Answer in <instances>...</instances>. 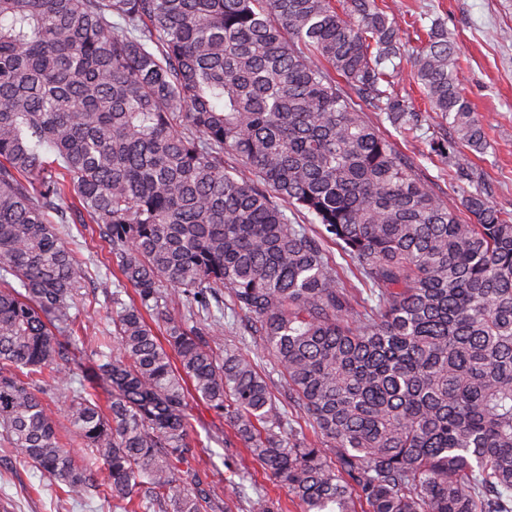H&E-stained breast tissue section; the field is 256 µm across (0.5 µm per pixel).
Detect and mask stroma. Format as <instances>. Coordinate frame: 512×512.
<instances>
[{
    "label": "stroma",
    "instance_id": "obj_1",
    "mask_svg": "<svg viewBox=\"0 0 512 512\" xmlns=\"http://www.w3.org/2000/svg\"><path fill=\"white\" fill-rule=\"evenodd\" d=\"M383 8L402 28L429 26L433 18L444 22L459 57L458 77L488 135L490 147L479 155L465 153L469 167L481 177L495 205L512 212V0H383ZM428 130L412 138L394 134L398 149L420 162L429 178L438 179L444 197L453 188L439 177L443 163L431 153L430 137L450 136L451 130L436 114L428 116ZM71 246L88 257V270L80 296L97 303L81 309L79 319L87 329V347H96L110 304L111 273L107 270V248L98 236L84 233L72 238ZM191 441L209 444L195 465L208 474L223 471L225 464L240 468L247 483L261 485L269 496L286 503L288 512H300L290 504L282 488L245 451L239 441L225 443L231 429L199 401H190ZM0 507L7 512H120L114 503L99 497L79 503L60 498L56 489L36 468L17 458L13 449L0 444Z\"/></svg>",
    "mask_w": 512,
    "mask_h": 512
}]
</instances>
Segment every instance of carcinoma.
I'll return each mask as SVG.
<instances>
[{
  "label": "carcinoma",
  "mask_w": 512,
  "mask_h": 512,
  "mask_svg": "<svg viewBox=\"0 0 512 512\" xmlns=\"http://www.w3.org/2000/svg\"><path fill=\"white\" fill-rule=\"evenodd\" d=\"M456 55L436 21L407 52L377 0H0V439L71 500L211 512L182 468L192 396L301 512H512V212L462 186L461 149L490 142ZM406 63L454 132L431 151L456 200L367 120L423 130ZM66 224L121 275L107 352L80 334ZM227 316L287 403L246 340L211 348ZM394 91L407 98L416 108L424 110L428 108L424 94L410 76L409 68L405 69L394 79Z\"/></svg>",
  "instance_id": "carcinoma-1"
}]
</instances>
